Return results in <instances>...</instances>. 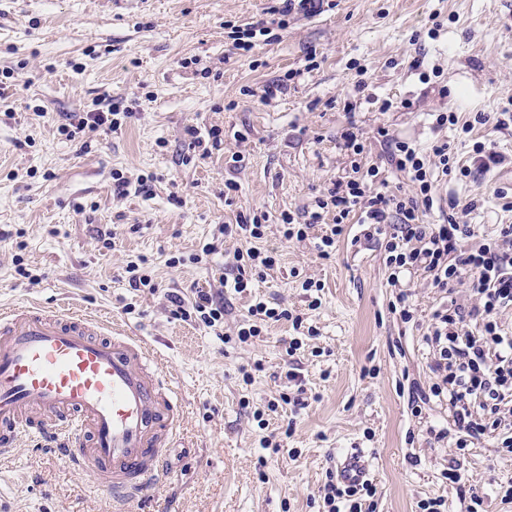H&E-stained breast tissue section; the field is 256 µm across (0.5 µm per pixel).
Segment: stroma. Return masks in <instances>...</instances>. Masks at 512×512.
Returning <instances> with one entry per match:
<instances>
[{"mask_svg":"<svg viewBox=\"0 0 512 512\" xmlns=\"http://www.w3.org/2000/svg\"><path fill=\"white\" fill-rule=\"evenodd\" d=\"M269 5L0 0V229L15 233L0 241V306L65 301L119 320L165 359L183 394L184 427L166 450L162 480L131 512H325L329 474L356 451L376 488L365 512H420L437 497L446 512H465L461 488L443 477L453 460L483 512H512L499 494L512 484V454L496 435L461 450L432 435L454 426L445 403L411 411L410 387L433 381L422 336L440 293L423 275L402 276L415 307L402 321L391 308L386 238H366L358 215L327 259L317 245L333 213L305 240L280 232L283 215L313 210L336 180L353 176L340 145L350 123L363 136L364 168L381 161V127L424 154L448 142L464 165L474 143L493 145L504 164L470 177L435 174L436 198L465 205L459 220L476 239L512 224L498 196L512 194V127L478 125L460 137L434 124L441 112L462 123L477 112L512 113V0H321L289 16L275 40L234 54L227 25L263 19ZM289 72L286 93L264 99L265 85ZM104 97L128 111L120 129L84 144L60 134L69 115ZM386 99L394 106L384 112ZM190 125L220 127L223 144L202 156L188 145ZM116 170L132 181L152 176L149 193L117 197ZM228 180L235 190H225ZM260 215L267 227L253 244L278 262L249 272L244 292H225L224 338L175 318L167 292L220 287L234 252L253 244L232 234L218 254L199 262L195 254L220 226ZM109 224L112 248L96 238ZM139 257L160 292L129 287L123 269ZM306 280L317 289L305 290ZM258 299L287 307L303 329L271 321L240 342ZM295 339L301 349L286 356ZM0 512L113 510L57 441L25 434L0 465Z\"/></svg>","mask_w":512,"mask_h":512,"instance_id":"obj_1","label":"stroma"}]
</instances>
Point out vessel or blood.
<instances>
[{
    "instance_id": "obj_1",
    "label": "vessel or blood",
    "mask_w": 512,
    "mask_h": 512,
    "mask_svg": "<svg viewBox=\"0 0 512 512\" xmlns=\"http://www.w3.org/2000/svg\"><path fill=\"white\" fill-rule=\"evenodd\" d=\"M181 411L165 360L143 338L85 312L0 309L1 458L20 433L61 436L69 464L133 501L156 484ZM367 474L358 452L338 469L349 484Z\"/></svg>"
}]
</instances>
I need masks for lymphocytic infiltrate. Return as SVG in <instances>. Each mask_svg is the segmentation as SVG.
Here are the masks:
<instances>
[{
    "label": "lymphocytic infiltrate",
    "instance_id": "f902f5d3",
    "mask_svg": "<svg viewBox=\"0 0 512 512\" xmlns=\"http://www.w3.org/2000/svg\"><path fill=\"white\" fill-rule=\"evenodd\" d=\"M121 125L119 109L108 103L72 118L62 132L72 139L85 131H114ZM377 134L384 160L409 175L414 194L375 191L380 168L373 165L364 178L337 180L327 197L317 200L309 222L320 221L323 212L335 213L333 227L317 245L320 256L326 258L343 231L344 220L361 212L370 229L387 233L386 263L394 274H425L434 288L448 294L423 336L436 352L430 366L434 380L429 388L413 387L410 399L415 405L433 396L448 399L459 433L455 445L464 448L469 440L495 432L503 414L512 412V335L502 332L497 321L501 312L512 309V225H499L492 237L468 249L464 242L474 231L458 221L456 200H449L442 223H424L419 209L434 205V169L447 175L456 169L448 144L432 145L434 161L429 164L419 150L388 129L378 128ZM466 275L473 278L474 300L463 304L451 293ZM167 298L177 318L195 319L212 330L224 324L223 289L198 288L189 299L171 291Z\"/></svg>",
    "mask_w": 512,
    "mask_h": 512
}]
</instances>
